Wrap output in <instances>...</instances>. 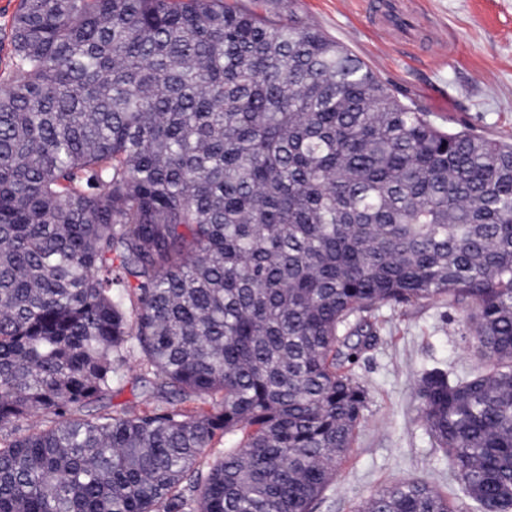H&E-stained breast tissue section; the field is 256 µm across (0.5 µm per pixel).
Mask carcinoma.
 <instances>
[{"mask_svg": "<svg viewBox=\"0 0 512 512\" xmlns=\"http://www.w3.org/2000/svg\"><path fill=\"white\" fill-rule=\"evenodd\" d=\"M9 43L0 512H311L375 311L437 299L483 366L425 372L421 418L512 512V137L435 126L291 10L20 0ZM134 351L144 407L94 408ZM358 512L455 510L404 480Z\"/></svg>", "mask_w": 512, "mask_h": 512, "instance_id": "carcinoma-1", "label": "carcinoma"}]
</instances>
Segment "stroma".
Returning a JSON list of instances; mask_svg holds the SVG:
<instances>
[{
  "instance_id": "obj_1",
  "label": "stroma",
  "mask_w": 512,
  "mask_h": 512,
  "mask_svg": "<svg viewBox=\"0 0 512 512\" xmlns=\"http://www.w3.org/2000/svg\"><path fill=\"white\" fill-rule=\"evenodd\" d=\"M262 15L295 11L347 46L404 102L442 129L512 135V0H420L437 21L416 47L385 39L359 0H240ZM476 371V341L462 307L445 300L383 306L375 339L352 366L370 401L357 441L313 512H354L405 478L431 483L456 512H475L419 418L424 370Z\"/></svg>"
}]
</instances>
